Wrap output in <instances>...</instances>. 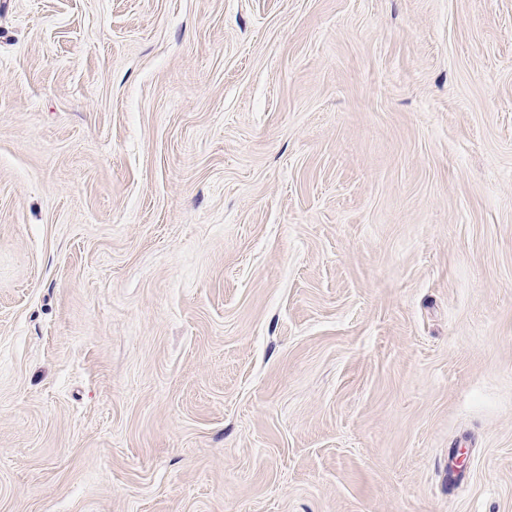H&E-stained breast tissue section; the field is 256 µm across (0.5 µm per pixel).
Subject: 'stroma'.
<instances>
[{"mask_svg":"<svg viewBox=\"0 0 512 512\" xmlns=\"http://www.w3.org/2000/svg\"><path fill=\"white\" fill-rule=\"evenodd\" d=\"M0 512H512V0H0Z\"/></svg>","mask_w":512,"mask_h":512,"instance_id":"stroma-1","label":"stroma"}]
</instances>
